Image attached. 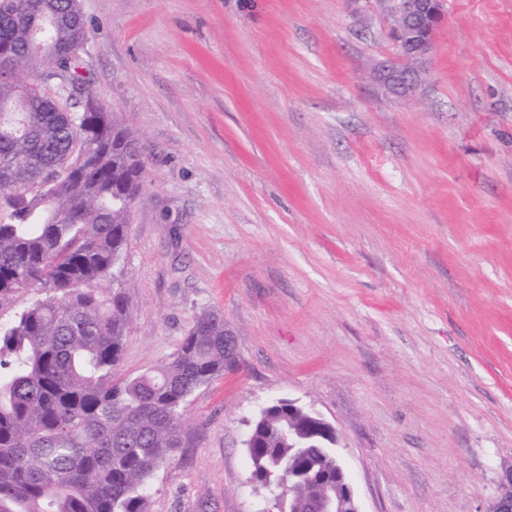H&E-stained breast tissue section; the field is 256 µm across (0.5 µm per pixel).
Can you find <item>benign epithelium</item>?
Masks as SVG:
<instances>
[{
  "mask_svg": "<svg viewBox=\"0 0 512 512\" xmlns=\"http://www.w3.org/2000/svg\"><path fill=\"white\" fill-rule=\"evenodd\" d=\"M392 10L393 37L400 56L410 65H384L374 73L373 81L388 94L408 98L421 84L422 65L430 56L432 36L442 17L441 4L440 0H392ZM315 438L327 441L331 449L338 441L336 429L318 414L306 434L298 437L295 447L300 448L303 441ZM338 469L342 481L334 494L301 504L287 499L285 494L275 493L278 512H362L345 466L340 464Z\"/></svg>",
  "mask_w": 512,
  "mask_h": 512,
  "instance_id": "1",
  "label": "benign epithelium"
}]
</instances>
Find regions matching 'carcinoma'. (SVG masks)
<instances>
[{
    "label": "carcinoma",
    "instance_id": "carcinoma-1",
    "mask_svg": "<svg viewBox=\"0 0 512 512\" xmlns=\"http://www.w3.org/2000/svg\"><path fill=\"white\" fill-rule=\"evenodd\" d=\"M89 30L78 0H0V512H146L174 459L185 404L224 372V315L195 318L176 356L117 379L132 308L116 271L146 181L139 139L72 54ZM288 405L256 428L254 474L292 498L336 488V461L309 449L325 484L297 482Z\"/></svg>",
    "mask_w": 512,
    "mask_h": 512
}]
</instances>
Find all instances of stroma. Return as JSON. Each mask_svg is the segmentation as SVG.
<instances>
[{
  "mask_svg": "<svg viewBox=\"0 0 512 512\" xmlns=\"http://www.w3.org/2000/svg\"><path fill=\"white\" fill-rule=\"evenodd\" d=\"M97 96L140 137L119 372L224 316L148 512H261L244 440L292 399L363 512L512 492V0H444L423 82L383 94L389 0H80Z\"/></svg>",
  "mask_w": 512,
  "mask_h": 512,
  "instance_id": "obj_1",
  "label": "stroma"
}]
</instances>
